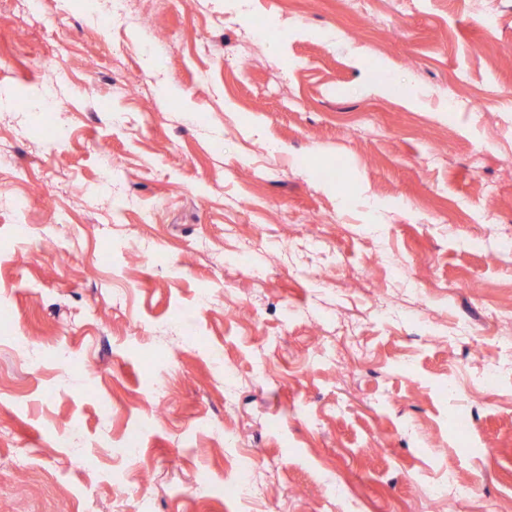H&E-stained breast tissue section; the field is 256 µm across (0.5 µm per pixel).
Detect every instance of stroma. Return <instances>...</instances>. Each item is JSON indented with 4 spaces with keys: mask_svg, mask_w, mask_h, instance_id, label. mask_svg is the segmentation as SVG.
I'll use <instances>...</instances> for the list:
<instances>
[{
    "mask_svg": "<svg viewBox=\"0 0 512 512\" xmlns=\"http://www.w3.org/2000/svg\"><path fill=\"white\" fill-rule=\"evenodd\" d=\"M122 7L0 0V512H512V0Z\"/></svg>",
    "mask_w": 512,
    "mask_h": 512,
    "instance_id": "1",
    "label": "stroma"
}]
</instances>
